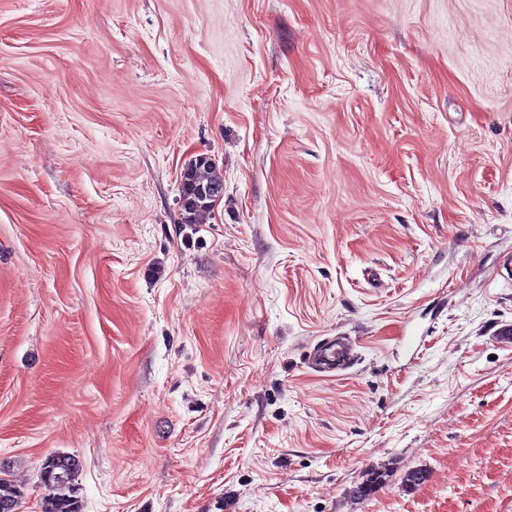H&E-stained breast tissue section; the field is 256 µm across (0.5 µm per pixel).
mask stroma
<instances>
[{
	"instance_id": "stroma-1",
	"label": "stroma",
	"mask_w": 512,
	"mask_h": 512,
	"mask_svg": "<svg viewBox=\"0 0 512 512\" xmlns=\"http://www.w3.org/2000/svg\"><path fill=\"white\" fill-rule=\"evenodd\" d=\"M511 257L512 0H0L18 512H512ZM202 162L200 163V160ZM199 163V165H198ZM196 173L193 176H188L185 179L183 185L184 194L188 198H194V189L198 185L200 180L219 181L224 184V178L219 172V168L216 163H209V158L205 157L195 159ZM223 188L216 185H199L197 186V204L191 211H185L182 213V223L185 224H203L210 218L214 212L216 205L215 199L221 198V191ZM213 196L215 199L202 200L207 197ZM224 197V196H223ZM222 197V198H223ZM182 197L180 200L181 204H192L195 200ZM221 198V200H222ZM311 364L316 368L339 371L346 368L349 349L342 343L331 341L315 347L309 355ZM47 457L40 465L41 475L54 464L55 470L49 476L40 477L48 492L44 512H83L82 500L78 495L79 488L75 484V478L82 469L81 460L74 455L59 453Z\"/></svg>"
}]
</instances>
